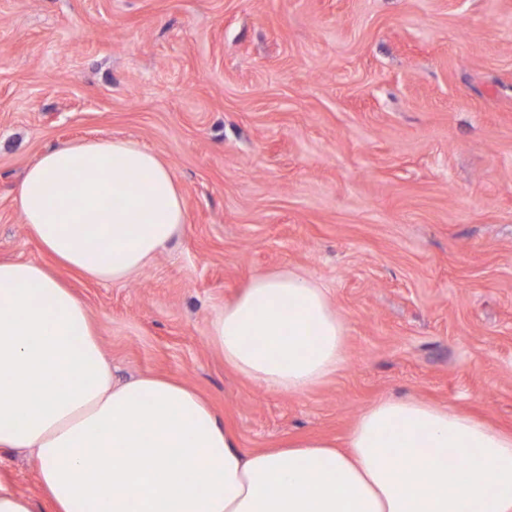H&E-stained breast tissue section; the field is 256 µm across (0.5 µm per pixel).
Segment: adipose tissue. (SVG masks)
I'll list each match as a JSON object with an SVG mask.
<instances>
[{"instance_id":"adipose-tissue-1","label":"adipose tissue","mask_w":512,"mask_h":512,"mask_svg":"<svg viewBox=\"0 0 512 512\" xmlns=\"http://www.w3.org/2000/svg\"><path fill=\"white\" fill-rule=\"evenodd\" d=\"M16 199L54 264L0 261V449L30 454L45 502L0 474V512H512V433L448 406L387 397L345 449L306 438L245 451L189 385L116 379L53 268L120 281L181 230L186 200L153 152L122 140L51 148ZM210 339L237 372L289 394L347 359L343 318L290 269L253 277Z\"/></svg>"}]
</instances>
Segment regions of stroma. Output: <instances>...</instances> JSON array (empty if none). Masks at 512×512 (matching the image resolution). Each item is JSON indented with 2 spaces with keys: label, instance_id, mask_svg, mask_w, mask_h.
<instances>
[{
  "label": "stroma",
  "instance_id": "stroma-1",
  "mask_svg": "<svg viewBox=\"0 0 512 512\" xmlns=\"http://www.w3.org/2000/svg\"><path fill=\"white\" fill-rule=\"evenodd\" d=\"M113 139L187 204L130 278L59 272L120 378L192 386L246 451L344 442L382 397L512 431V0H0V259L48 260L26 169ZM288 268L347 328L346 363L302 395L209 340L252 276ZM0 469L41 499L29 454Z\"/></svg>",
  "mask_w": 512,
  "mask_h": 512
}]
</instances>
